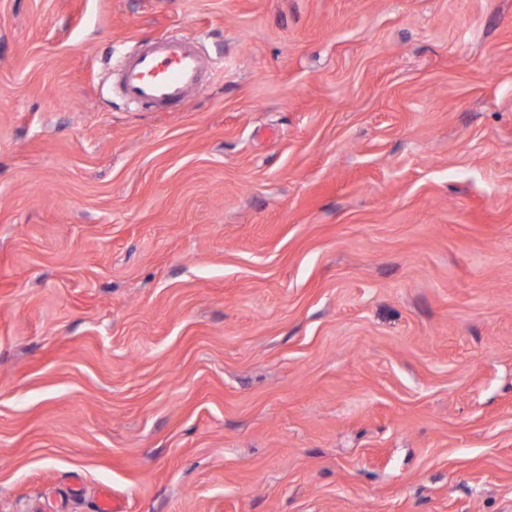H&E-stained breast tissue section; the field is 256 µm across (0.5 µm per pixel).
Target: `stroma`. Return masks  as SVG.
Returning a JSON list of instances; mask_svg holds the SVG:
<instances>
[{"label":"stroma","instance_id":"obj_1","mask_svg":"<svg viewBox=\"0 0 512 512\" xmlns=\"http://www.w3.org/2000/svg\"><path fill=\"white\" fill-rule=\"evenodd\" d=\"M104 491L512 512V0H0V512ZM113 76L129 104L164 108L199 92L205 84L206 67L192 39L168 36L141 43Z\"/></svg>","mask_w":512,"mask_h":512}]
</instances>
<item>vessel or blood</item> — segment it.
Listing matches in <instances>:
<instances>
[{"mask_svg": "<svg viewBox=\"0 0 512 512\" xmlns=\"http://www.w3.org/2000/svg\"><path fill=\"white\" fill-rule=\"evenodd\" d=\"M121 96L132 105L160 108L183 102L199 92L206 77L195 42L168 36L141 43L113 72Z\"/></svg>", "mask_w": 512, "mask_h": 512, "instance_id": "vessel-or-blood-1", "label": "vessel or blood"}]
</instances>
